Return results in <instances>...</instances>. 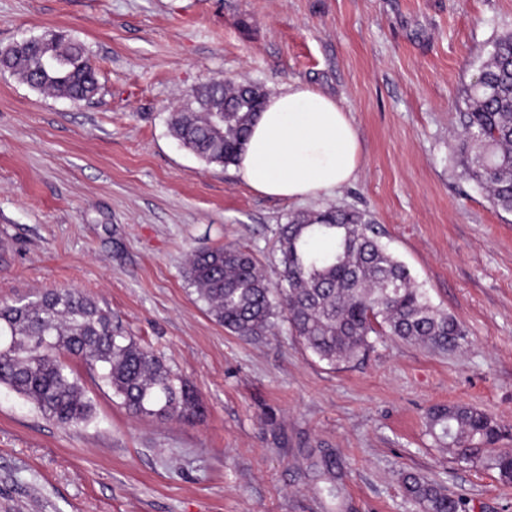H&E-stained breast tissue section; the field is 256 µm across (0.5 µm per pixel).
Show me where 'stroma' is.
<instances>
[{"mask_svg":"<svg viewBox=\"0 0 512 512\" xmlns=\"http://www.w3.org/2000/svg\"><path fill=\"white\" fill-rule=\"evenodd\" d=\"M82 41L99 91L79 103L0 71V302L76 288L200 394L191 422L135 417L90 374L92 422L62 427L0 387V512H414L399 474L512 512V485L457 463L427 410L492 415L512 448V214L457 163L463 90L512 0H0V46ZM299 82L349 111L363 163L332 196L270 198L206 164L167 117L195 85ZM369 211L432 304L467 330L441 351L385 336L335 365L291 335L243 339L198 301L194 250L238 245L277 281L278 225ZM329 453L340 502L311 456Z\"/></svg>","mask_w":512,"mask_h":512,"instance_id":"obj_1","label":"stroma"}]
</instances>
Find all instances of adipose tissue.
I'll list each match as a JSON object with an SVG mask.
<instances>
[{
    "label": "adipose tissue",
    "mask_w": 512,
    "mask_h": 512,
    "mask_svg": "<svg viewBox=\"0 0 512 512\" xmlns=\"http://www.w3.org/2000/svg\"><path fill=\"white\" fill-rule=\"evenodd\" d=\"M362 162L349 112L334 97L293 83L268 96L235 169L259 194L305 199L334 194Z\"/></svg>",
    "instance_id": "ef3b65f1"
}]
</instances>
